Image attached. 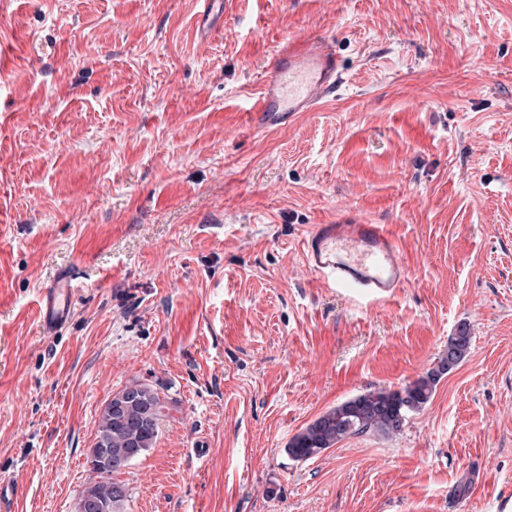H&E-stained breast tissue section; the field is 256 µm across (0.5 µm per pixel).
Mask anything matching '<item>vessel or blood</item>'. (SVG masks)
Returning a JSON list of instances; mask_svg holds the SVG:
<instances>
[{
  "mask_svg": "<svg viewBox=\"0 0 512 512\" xmlns=\"http://www.w3.org/2000/svg\"><path fill=\"white\" fill-rule=\"evenodd\" d=\"M341 82L332 46L314 39L279 55L249 112L262 126H280L295 113L311 110ZM301 252L308 269L327 285L374 301L395 295L409 277L398 245L383 224H359L345 217L313 225L301 240ZM72 294V277L66 272L42 292L38 317L44 334H52L70 318Z\"/></svg>",
  "mask_w": 512,
  "mask_h": 512,
  "instance_id": "1",
  "label": "vessel or blood"
}]
</instances>
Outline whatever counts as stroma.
Returning a JSON list of instances; mask_svg holds the SVG:
<instances>
[{
	"label": "stroma",
	"instance_id": "1",
	"mask_svg": "<svg viewBox=\"0 0 512 512\" xmlns=\"http://www.w3.org/2000/svg\"><path fill=\"white\" fill-rule=\"evenodd\" d=\"M317 33L343 71L292 122L245 112ZM409 279L323 287L300 241L343 212ZM73 277L72 315L38 321ZM468 357L400 434L296 462L358 394ZM165 403L124 512H512V0H0V480L75 512L99 415ZM468 483L465 496L458 484ZM72 276L61 273L39 300L38 317L45 335H51L72 314Z\"/></svg>",
	"mask_w": 512,
	"mask_h": 512
}]
</instances>
